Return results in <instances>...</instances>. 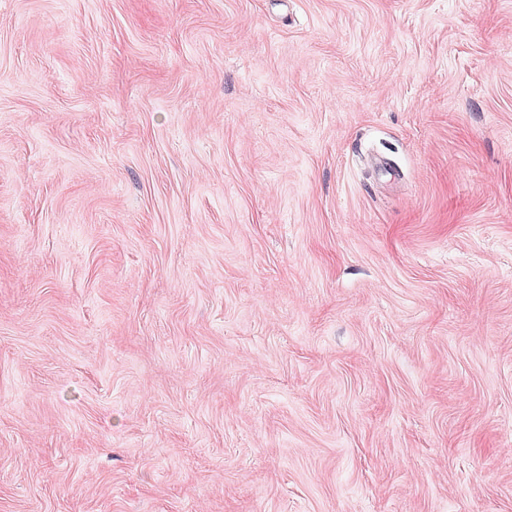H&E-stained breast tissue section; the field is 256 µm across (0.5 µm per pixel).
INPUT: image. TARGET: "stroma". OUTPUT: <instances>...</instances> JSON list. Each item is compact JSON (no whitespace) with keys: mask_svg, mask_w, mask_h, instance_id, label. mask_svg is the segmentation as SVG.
I'll return each instance as SVG.
<instances>
[{"mask_svg":"<svg viewBox=\"0 0 512 512\" xmlns=\"http://www.w3.org/2000/svg\"><path fill=\"white\" fill-rule=\"evenodd\" d=\"M0 512H512V0H0Z\"/></svg>","mask_w":512,"mask_h":512,"instance_id":"35a3bbf8","label":"stroma"}]
</instances>
